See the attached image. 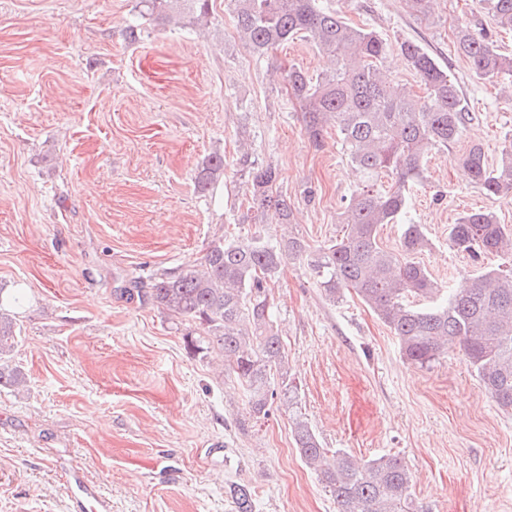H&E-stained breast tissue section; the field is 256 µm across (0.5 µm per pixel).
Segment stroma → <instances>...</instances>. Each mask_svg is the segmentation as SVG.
I'll list each match as a JSON object with an SVG mask.
<instances>
[{
	"label": "stroma",
	"mask_w": 512,
	"mask_h": 512,
	"mask_svg": "<svg viewBox=\"0 0 512 512\" xmlns=\"http://www.w3.org/2000/svg\"><path fill=\"white\" fill-rule=\"evenodd\" d=\"M387 40L388 80L415 86L398 45L420 43L447 65L472 119L432 151L410 184L401 223L379 231L397 249L402 224L423 225L419 260L437 283L467 286L475 264L448 245L472 210L512 226V196L459 177L482 144L496 164L512 131V83L477 79L458 55L460 24L512 55V31L484 0H323ZM136 0H0V293L19 336L20 386L0 384V512H78L70 472L98 486L112 512H234L230 484L251 487L255 512H336L300 457L287 408L250 421L223 374L220 349L191 354L187 321L130 298L162 268L200 260L212 241L255 230L311 247L333 239L360 175L336 132L310 144L286 89L297 65L331 60L297 39L254 56L226 0L207 18L140 19ZM140 23L135 44L124 32ZM224 156V177L194 188L198 165ZM272 164L293 204L290 223L245 202L239 158ZM273 325L306 417L325 447L368 460L398 456L420 512H512V411L488 396L461 351L425 366L354 292L326 301L305 261L285 259L269 284Z\"/></svg>",
	"instance_id": "35a3bbf8"
}]
</instances>
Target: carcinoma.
<instances>
[{
  "mask_svg": "<svg viewBox=\"0 0 512 512\" xmlns=\"http://www.w3.org/2000/svg\"><path fill=\"white\" fill-rule=\"evenodd\" d=\"M182 2L190 22L209 14V0H138L143 18L160 19ZM237 31L256 55L296 38H305L332 58L330 71L314 78L288 71V90L302 106L309 141L320 149L327 125H336L348 161L364 181L345 200L342 234L310 252L298 237L273 243L261 231L244 239H220L203 260L155 274L150 288L125 289L168 313L200 326L189 332L186 347L205 358L211 346L224 351L227 375L243 390L248 414L259 420L279 398L290 412L292 434L301 458L330 488L336 512H417L411 498L412 475L401 459L384 455L364 462L325 448L298 406L297 386L288 356L273 329L268 282L284 260L306 257L322 295L336 302L353 291L397 338L403 357L424 366L450 349L463 352L479 382L503 410H512V227L489 211L468 212L448 228L457 252L480 263L491 256L463 291L439 301L441 289L415 256L429 245L420 224H405L399 247L378 239L384 224H394L407 207L408 181L420 176L429 152L448 148L472 119L459 85L440 62L414 41L400 50L423 86V94L382 77L386 41L375 31L355 27L321 8L318 0H229ZM497 26L512 29V0H484ZM458 53L483 80L512 77V57L461 25L455 32ZM472 180L489 196L512 194V138L502 142L496 165L483 146L473 144L460 156ZM253 204L272 208L284 223L292 216L288 196L278 190V169L244 153L239 159ZM395 176L389 190L375 188L381 174ZM224 177V156L209 155L195 174V189L207 192ZM16 322L0 298V363L12 357ZM237 512H254L247 484L231 489Z\"/></svg>",
  "mask_w": 512,
  "mask_h": 512,
  "instance_id": "cac0c4a2",
  "label": "carcinoma"
}]
</instances>
